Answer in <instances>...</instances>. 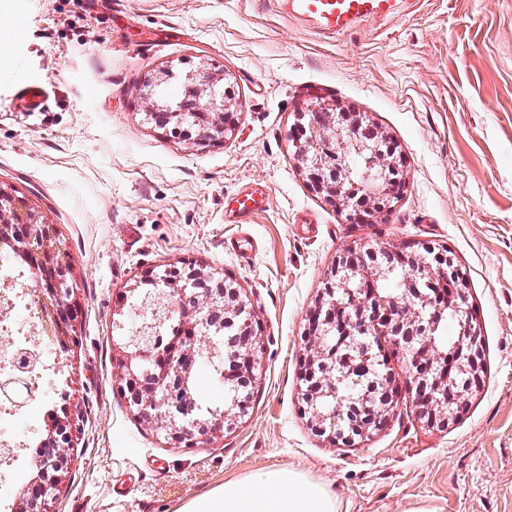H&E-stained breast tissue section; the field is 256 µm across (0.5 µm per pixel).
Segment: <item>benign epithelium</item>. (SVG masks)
Wrapping results in <instances>:
<instances>
[{
  "label": "benign epithelium",
  "mask_w": 512,
  "mask_h": 512,
  "mask_svg": "<svg viewBox=\"0 0 512 512\" xmlns=\"http://www.w3.org/2000/svg\"><path fill=\"white\" fill-rule=\"evenodd\" d=\"M176 75L171 69L147 78L143 95L157 98L156 86ZM190 83L183 108H176L163 98L151 104L153 123L164 130H177L183 113H195L196 122L203 128V137L219 144L235 129L236 100L231 87H218L207 77V86L200 88L197 75L187 73ZM291 136L297 146L296 158L310 188L327 202L342 211L348 220L363 221L391 207L393 198L400 196L406 184L405 173L396 150L387 137L366 117L355 112H337L331 119L314 109L300 114L293 124ZM15 238L32 258L38 276V287L46 289L58 300V316L69 333L71 345L79 343L77 328L82 309L72 298L69 283L73 267L56 259L54 225L40 220L36 211L25 202L0 190V240ZM417 260L413 253L404 254L386 243L349 247L341 253L328 271L320 293L307 315L305 343L307 367L301 371L302 385L307 387V404L312 421L319 431L326 426L352 416L350 407L359 402L370 415L363 423L353 424L360 436L383 429L387 417L383 404L392 399L385 393L380 402L369 405L364 382L326 362L330 345L326 335L336 332L338 322L346 319L351 325L352 340L364 347L365 357L375 353L369 346L374 337L390 335L395 344L410 357L411 375L408 386L415 389L416 402L432 404L428 422L445 426L450 420L448 406L462 410L472 384L479 379L482 368L483 343L479 331L470 322H460L459 343L456 349L466 350L464 360L434 349L424 343L427 326L424 318L441 317L443 307L434 300L406 287L405 307L398 306L392 296L377 292L347 288L348 273L369 284L378 280L385 266L396 262ZM427 277L442 282L454 276L451 262L444 253H436L426 266ZM164 292L170 300L168 308L179 313L188 336L174 351L139 349V336L131 337L129 347L119 348V361L127 378V402L137 416L152 422L173 445L187 447L209 443L224 430L230 431L237 418L245 414L249 399L244 397L224 410V415L209 424L201 423L185 390H177L169 381L174 372L188 379L194 372L214 363L211 327L214 320L239 327L237 343L240 362L235 364L251 393L258 362L260 344L251 322V304L238 288H228L220 275L194 264L183 265L163 276ZM84 430V412L80 404L71 402L64 415L57 417L47 428V449L35 461L37 475L20 492L18 512H30L36 503L39 512H50L72 467V457L62 449L77 445Z\"/></svg>",
  "instance_id": "benign-epithelium-1"
}]
</instances>
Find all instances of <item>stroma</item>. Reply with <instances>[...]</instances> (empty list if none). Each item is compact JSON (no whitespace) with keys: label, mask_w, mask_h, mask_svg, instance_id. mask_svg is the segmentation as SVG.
Masks as SVG:
<instances>
[{"label":"stroma","mask_w":512,"mask_h":512,"mask_svg":"<svg viewBox=\"0 0 512 512\" xmlns=\"http://www.w3.org/2000/svg\"><path fill=\"white\" fill-rule=\"evenodd\" d=\"M0 188L56 227L74 268L81 342L60 356L85 412L77 463L54 512H182L225 483L288 467L327 486L341 512H512V0H404L387 23L328 38L278 0H0ZM230 74L238 125L214 146L156 129L145 78ZM51 85L47 111L17 112L16 85ZM319 94L367 115L405 161L380 218L347 222L290 152L297 112ZM263 210L235 223L240 191ZM448 247L466 270L484 371L447 426L398 403L350 446L301 410L305 314L351 246ZM190 259L229 275L261 326L242 424L182 448L118 388L121 312L146 272Z\"/></svg>","instance_id":"stroma-1"}]
</instances>
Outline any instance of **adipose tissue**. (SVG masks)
<instances>
[{
  "instance_id": "obj_1",
  "label": "adipose tissue",
  "mask_w": 512,
  "mask_h": 512,
  "mask_svg": "<svg viewBox=\"0 0 512 512\" xmlns=\"http://www.w3.org/2000/svg\"><path fill=\"white\" fill-rule=\"evenodd\" d=\"M338 502L324 485L306 481L280 467L190 501L184 512H338Z\"/></svg>"
}]
</instances>
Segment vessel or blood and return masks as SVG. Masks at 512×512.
Here are the masks:
<instances>
[{"label": "vessel or blood", "instance_id": "b4317fda", "mask_svg": "<svg viewBox=\"0 0 512 512\" xmlns=\"http://www.w3.org/2000/svg\"><path fill=\"white\" fill-rule=\"evenodd\" d=\"M294 14L313 22L328 34H342L363 19H391L398 15L401 0H289ZM51 95L47 81L35 77L20 85L13 99L19 112L45 111ZM266 193L261 189L245 191L237 197L235 216L246 220L253 212L263 209Z\"/></svg>", "mask_w": 512, "mask_h": 512}]
</instances>
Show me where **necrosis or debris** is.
<instances>
[{
  "instance_id": "obj_1",
  "label": "necrosis or debris",
  "mask_w": 512,
  "mask_h": 512,
  "mask_svg": "<svg viewBox=\"0 0 512 512\" xmlns=\"http://www.w3.org/2000/svg\"><path fill=\"white\" fill-rule=\"evenodd\" d=\"M30 278L23 262L0 257V302L9 301L20 312L17 319L0 321V380L23 383L22 403L0 395V512L12 510L9 491L41 447L39 428L55 394L50 380L58 353L32 301ZM22 415L27 423L21 430L17 422Z\"/></svg>"
}]
</instances>
